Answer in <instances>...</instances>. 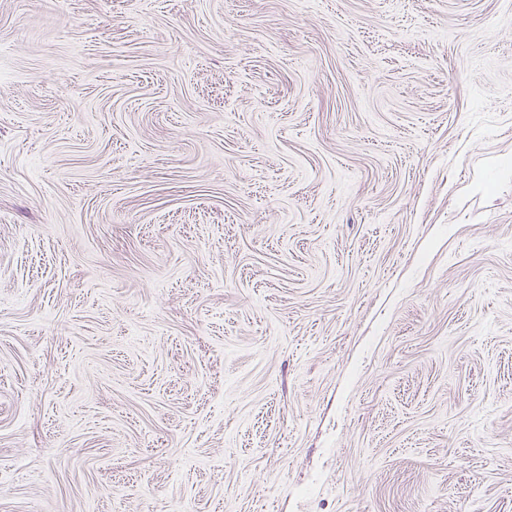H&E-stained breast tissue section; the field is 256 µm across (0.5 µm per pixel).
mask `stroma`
Masks as SVG:
<instances>
[{
	"label": "stroma",
	"mask_w": 512,
	"mask_h": 512,
	"mask_svg": "<svg viewBox=\"0 0 512 512\" xmlns=\"http://www.w3.org/2000/svg\"><path fill=\"white\" fill-rule=\"evenodd\" d=\"M0 512H512V0H0Z\"/></svg>",
	"instance_id": "obj_1"
}]
</instances>
